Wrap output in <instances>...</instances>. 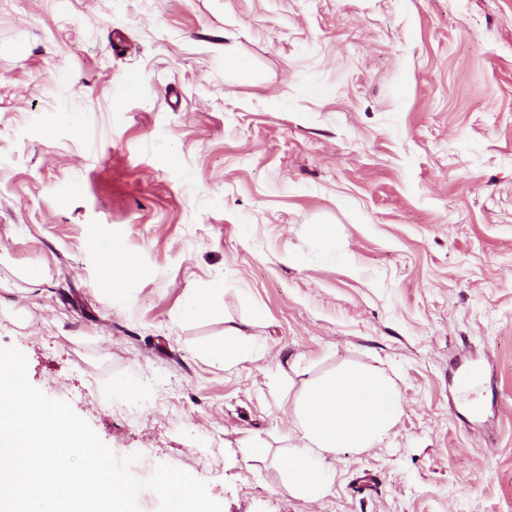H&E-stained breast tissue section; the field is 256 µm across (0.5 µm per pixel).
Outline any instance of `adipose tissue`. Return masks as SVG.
<instances>
[{
	"label": "adipose tissue",
	"mask_w": 512,
	"mask_h": 512,
	"mask_svg": "<svg viewBox=\"0 0 512 512\" xmlns=\"http://www.w3.org/2000/svg\"><path fill=\"white\" fill-rule=\"evenodd\" d=\"M402 407L386 376L347 368L313 384L300 408L301 436L288 456V489L307 501L321 497L333 481L326 455L382 444Z\"/></svg>",
	"instance_id": "obj_1"
}]
</instances>
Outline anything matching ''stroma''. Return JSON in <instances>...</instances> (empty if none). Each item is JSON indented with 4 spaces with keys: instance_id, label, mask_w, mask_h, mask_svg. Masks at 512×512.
<instances>
[{
    "instance_id": "1",
    "label": "stroma",
    "mask_w": 512,
    "mask_h": 512,
    "mask_svg": "<svg viewBox=\"0 0 512 512\" xmlns=\"http://www.w3.org/2000/svg\"><path fill=\"white\" fill-rule=\"evenodd\" d=\"M230 328L257 355L205 359ZM8 346L222 512H512V0H0ZM346 364L402 412L308 503L280 461ZM109 256L104 261L102 278V290L112 291V285L129 280L136 276L137 264L134 258L127 256L119 260L111 259ZM219 290V288H211L202 292H189L182 308V316L185 319H197L203 317L215 318L223 316V310L217 304L215 299Z\"/></svg>"
}]
</instances>
